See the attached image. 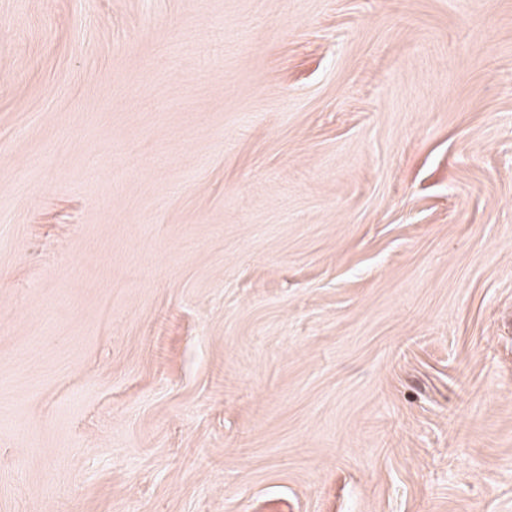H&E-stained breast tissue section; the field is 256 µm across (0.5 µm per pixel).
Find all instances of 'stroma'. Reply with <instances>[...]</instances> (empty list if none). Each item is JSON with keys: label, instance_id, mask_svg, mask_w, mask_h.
I'll list each match as a JSON object with an SVG mask.
<instances>
[{"label": "stroma", "instance_id": "stroma-1", "mask_svg": "<svg viewBox=\"0 0 512 512\" xmlns=\"http://www.w3.org/2000/svg\"><path fill=\"white\" fill-rule=\"evenodd\" d=\"M0 512H512V0H0Z\"/></svg>", "mask_w": 512, "mask_h": 512}]
</instances>
